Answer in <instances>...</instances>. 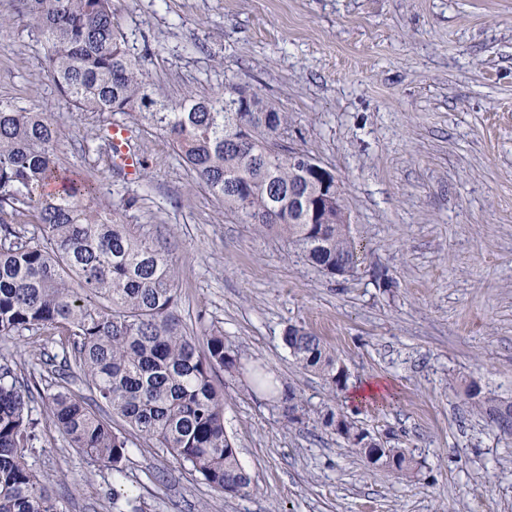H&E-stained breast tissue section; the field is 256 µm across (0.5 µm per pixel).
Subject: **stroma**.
<instances>
[{
  "mask_svg": "<svg viewBox=\"0 0 512 512\" xmlns=\"http://www.w3.org/2000/svg\"><path fill=\"white\" fill-rule=\"evenodd\" d=\"M132 54L170 99L231 81L276 99L284 145L343 182L359 270L331 278L276 231L254 232L191 173L160 131L112 113L143 158L112 163L102 118L71 111L48 76L19 0H0V99L53 113L67 166L97 203L143 228L177 260V313L214 326L251 364L301 395L286 424L249 372L218 373L224 421L252 479L220 496L169 453L134 442L122 474L91 463L54 427L41 396L60 382L35 336L0 338V365L39 390L30 462L63 512H512V435L466 403L473 384L512 400V0H112ZM319 336L348 371L345 390L303 370L285 328ZM381 379L390 406L353 401ZM335 406L414 477L368 465L317 423Z\"/></svg>",
  "mask_w": 512,
  "mask_h": 512,
  "instance_id": "stroma-1",
  "label": "stroma"
}]
</instances>
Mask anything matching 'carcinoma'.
Returning a JSON list of instances; mask_svg holds the SVG:
<instances>
[{
	"instance_id": "cac0c4a2",
	"label": "carcinoma",
	"mask_w": 512,
	"mask_h": 512,
	"mask_svg": "<svg viewBox=\"0 0 512 512\" xmlns=\"http://www.w3.org/2000/svg\"><path fill=\"white\" fill-rule=\"evenodd\" d=\"M41 37L48 75L77 112H135L170 140L183 164L224 202V210L256 231L277 229L324 274L358 269L366 246L347 224L311 223L321 202L318 180L302 171L304 152L277 139L288 127L279 104L226 82L207 95L160 98L146 58L133 56L115 26L112 0H20ZM250 134L247 146L236 139ZM61 131L52 113L21 110L0 100V338L41 336L61 349L60 369L82 375L96 400L125 427L61 386L42 396L54 425L83 457L122 472L135 437L190 466L216 492H249L224 425V395L213 384L222 370L236 373L247 355L214 328L189 333L177 314L176 261L118 213L94 204V182L67 169ZM302 188L307 209L288 191ZM32 218L38 232L13 228ZM283 341L297 363L336 387L347 373L320 337L296 325ZM254 386L290 424L303 422L302 400L282 391L263 367ZM29 386L0 368V512H62L59 501L28 463L37 420ZM471 406L495 422L505 401L474 385ZM320 423L333 428L362 459L369 433L325 407ZM418 462L405 448H385L375 466L411 476Z\"/></svg>"
}]
</instances>
